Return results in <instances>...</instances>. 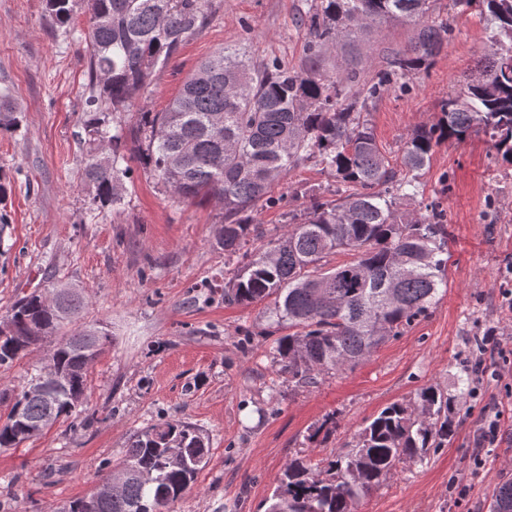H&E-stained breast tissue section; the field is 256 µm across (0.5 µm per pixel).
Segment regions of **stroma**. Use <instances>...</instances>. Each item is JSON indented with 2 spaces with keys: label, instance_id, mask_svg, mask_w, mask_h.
<instances>
[{
  "label": "stroma",
  "instance_id": "35a3bbf8",
  "mask_svg": "<svg viewBox=\"0 0 512 512\" xmlns=\"http://www.w3.org/2000/svg\"><path fill=\"white\" fill-rule=\"evenodd\" d=\"M319 2L209 0L204 27L154 76L148 109L164 111L201 61L222 48L257 64L275 59L297 71L313 65L363 81L387 51L406 49L415 34L391 20L363 35L358 50L315 57L296 18ZM435 12L453 28L440 55L408 87H388L370 107L376 140L395 167L408 134L439 120L442 100L470 74L492 31L477 8L453 0H437ZM87 35L86 0H73L72 22L63 27L52 23L45 0H0V94L22 113L17 131L0 132V175L9 185L0 202L8 216L0 237V318L48 277L83 289L87 306L74 329L99 326L112 337L90 366L72 415L0 449V512H53L89 496L134 435L167 421L195 426L210 448L174 512H266L291 458L316 463L341 452L368 418L393 402L415 400L421 388L461 395L458 378L466 368L474 371L471 392L462 395L448 445L424 463L399 465L357 512H488L492 489L512 472V310L504 300L512 291V164L482 134L435 148L417 174V195L401 208L443 210L446 293L367 361L301 388L269 358V304L224 301V284L244 261L224 260L216 203L176 199L133 160L121 203L94 212L81 139ZM335 189L329 171L301 164L253 219L274 238L310 196L329 197ZM491 326L504 334L503 351L479 354L474 339ZM47 354L36 347L0 365V417ZM331 414L335 433L309 441ZM493 416L501 439L497 447H479Z\"/></svg>",
  "mask_w": 512,
  "mask_h": 512
}]
</instances>
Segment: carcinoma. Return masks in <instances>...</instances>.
<instances>
[{
    "mask_svg": "<svg viewBox=\"0 0 512 512\" xmlns=\"http://www.w3.org/2000/svg\"><path fill=\"white\" fill-rule=\"evenodd\" d=\"M72 0H46L53 21L65 26ZM434 0H321L298 21L320 55L356 45L370 25L401 19L416 33L404 50L383 56L374 76L333 79L314 68L294 71L277 61L257 65L225 49L202 62L163 112L140 109L124 133L109 113L125 112L149 92L152 78L207 18L208 0H88L86 41L90 96L83 111L88 161L86 183L100 208L120 203L129 168L124 150L171 195L215 198L224 205L219 243L234 257L265 232L251 212L269 200L272 186L298 164L314 162L336 176L335 198L313 196L303 213L288 214L287 229L258 248L224 285V300L249 306L273 300L271 317L292 333L275 341L269 356L278 371L301 387L329 370H352L389 338L426 317L448 288V230L442 213L404 214L399 200L418 193L411 173L429 162L434 148L482 133L512 164V0H458L477 7L494 25L488 48L460 91L441 105L440 120L411 131L405 172L390 166L364 113L390 85L428 68L452 33L448 20H428ZM20 112L0 97V131H15ZM354 252L350 262L327 267V258ZM333 282L332 296L320 283ZM84 297L60 302L35 290L10 309L14 335L55 336L59 386L84 393L87 372L111 342L91 343L89 330L59 336L81 316ZM42 373L34 370L14 397L0 426V448L35 437L29 422L58 421L74 407L34 394ZM458 402L434 386L418 403L394 402L372 419L347 450L317 465L288 462L267 512H356L362 498L381 486L401 463H423L456 428ZM180 450L182 463L168 464ZM209 448L199 430L164 422L129 442L119 470L123 484L93 512H170L206 465ZM490 512H512V479L494 489Z\"/></svg>",
    "mask_w": 512,
    "mask_h": 512,
    "instance_id": "obj_1",
    "label": "carcinoma"
}]
</instances>
